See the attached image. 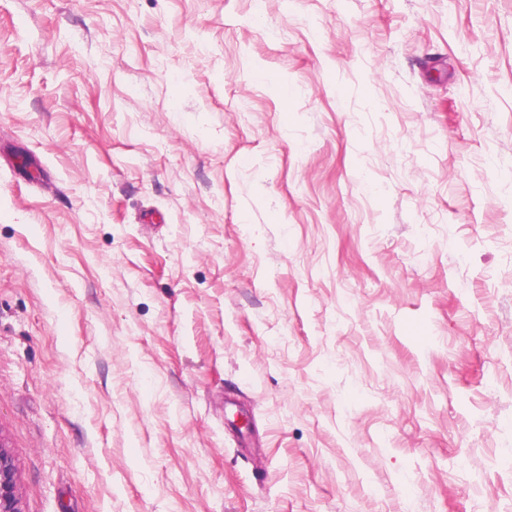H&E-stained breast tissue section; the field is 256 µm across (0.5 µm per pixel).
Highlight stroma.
Returning a JSON list of instances; mask_svg holds the SVG:
<instances>
[{
    "mask_svg": "<svg viewBox=\"0 0 512 512\" xmlns=\"http://www.w3.org/2000/svg\"><path fill=\"white\" fill-rule=\"evenodd\" d=\"M22 512H512V0H0Z\"/></svg>",
    "mask_w": 512,
    "mask_h": 512,
    "instance_id": "35a3bbf8",
    "label": "stroma"
}]
</instances>
